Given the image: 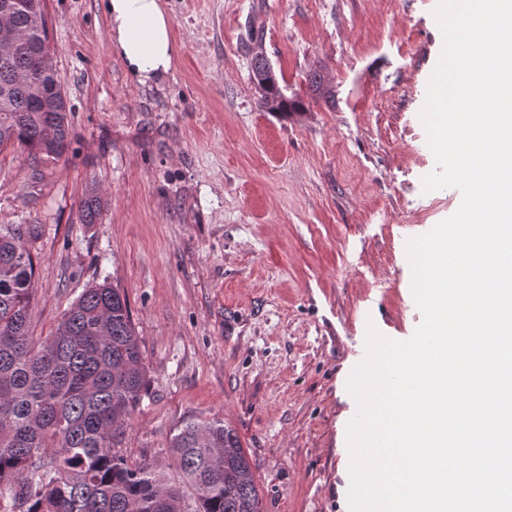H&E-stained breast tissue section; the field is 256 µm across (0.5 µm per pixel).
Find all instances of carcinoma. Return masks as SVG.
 Here are the masks:
<instances>
[{"label":"carcinoma","instance_id":"carcinoma-1","mask_svg":"<svg viewBox=\"0 0 512 512\" xmlns=\"http://www.w3.org/2000/svg\"><path fill=\"white\" fill-rule=\"evenodd\" d=\"M17 0L11 24L27 39L0 63V151L18 145L28 161L58 160L71 143V112L48 44V17ZM252 77L271 69L254 52ZM314 98L334 101L320 70ZM267 112H301L278 82L260 87ZM90 190L80 221L96 223ZM31 224H0V504L10 512H262L252 464L221 419H190L168 441L178 480L158 460L131 465L121 445L147 395V371L126 295L86 288L40 343L31 336L35 261Z\"/></svg>","mask_w":512,"mask_h":512}]
</instances>
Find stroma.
I'll list each match as a JSON object with an SVG mask.
<instances>
[{"mask_svg": "<svg viewBox=\"0 0 512 512\" xmlns=\"http://www.w3.org/2000/svg\"><path fill=\"white\" fill-rule=\"evenodd\" d=\"M45 3L71 145L35 180L20 148L0 151V224L39 227L34 341L86 286L119 288L149 383L129 463L167 461L183 421L218 418L263 512H349L348 376L368 325L404 341L421 323L406 242L461 203L421 183L437 0H163L182 51L147 85L110 53L102 0ZM250 25L304 111H262ZM316 68L332 103L309 95ZM93 183L102 212L84 224Z\"/></svg>", "mask_w": 512, "mask_h": 512, "instance_id": "35a3bbf8", "label": "stroma"}]
</instances>
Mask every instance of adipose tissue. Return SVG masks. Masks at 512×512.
Segmentation results:
<instances>
[{"label":"adipose tissue","mask_w":512,"mask_h":512,"mask_svg":"<svg viewBox=\"0 0 512 512\" xmlns=\"http://www.w3.org/2000/svg\"><path fill=\"white\" fill-rule=\"evenodd\" d=\"M109 49L139 83L162 78L174 67L181 47L161 0H103Z\"/></svg>","instance_id":"1"}]
</instances>
